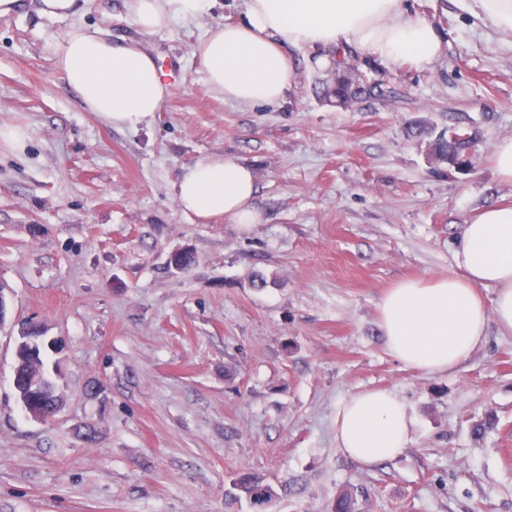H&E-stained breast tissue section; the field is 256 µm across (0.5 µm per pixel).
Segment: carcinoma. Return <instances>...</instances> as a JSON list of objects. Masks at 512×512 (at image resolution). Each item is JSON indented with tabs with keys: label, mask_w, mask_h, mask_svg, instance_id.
<instances>
[{
	"label": "carcinoma",
	"mask_w": 512,
	"mask_h": 512,
	"mask_svg": "<svg viewBox=\"0 0 512 512\" xmlns=\"http://www.w3.org/2000/svg\"><path fill=\"white\" fill-rule=\"evenodd\" d=\"M336 55L338 59L332 79L314 84L317 97L326 102L334 101L338 107L347 108L355 103L372 102L389 96V90L383 87V81L369 77L349 64V56L345 50L336 51ZM407 135L427 142L442 164L448 162V153L473 141L469 133L458 127L438 131L422 120L410 122ZM42 371L44 366H35L21 356L17 358L14 381L17 386L22 387ZM235 487L246 496L257 512H271L276 506V492L258 476L243 474L238 478Z\"/></svg>",
	"instance_id": "obj_1"
}]
</instances>
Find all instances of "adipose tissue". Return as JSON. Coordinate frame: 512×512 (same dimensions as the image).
I'll return each mask as SVG.
<instances>
[{"label":"adipose tissue","mask_w":512,"mask_h":512,"mask_svg":"<svg viewBox=\"0 0 512 512\" xmlns=\"http://www.w3.org/2000/svg\"><path fill=\"white\" fill-rule=\"evenodd\" d=\"M136 30L152 34L211 9V0H124ZM83 0H0V15L35 13L73 24L54 41V62L82 106L116 129H135L160 111L170 87L140 43L81 23ZM436 27L404 0H245L239 20L209 27L193 53L226 101L274 105L296 80L292 50L350 49L425 67L442 52ZM256 178L245 165L214 157L182 166L175 201L201 220L228 216L253 224ZM494 289L486 299L485 289ZM378 323L390 354L424 374L449 372L484 346L490 332L512 335V205H491L462 224L448 275L404 279L380 298ZM415 419L396 394L360 391L336 408V447L364 465L399 457Z\"/></svg>","instance_id":"obj_1"}]
</instances>
